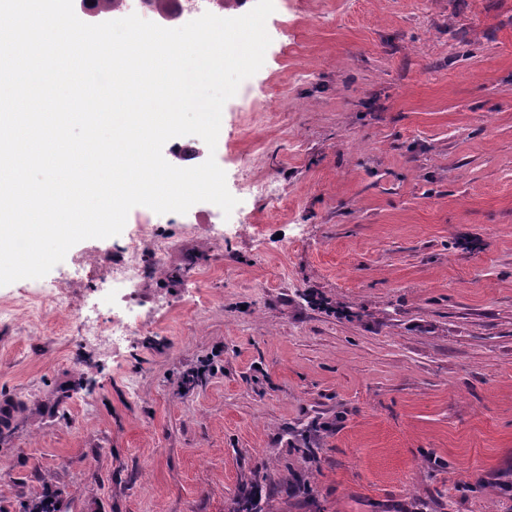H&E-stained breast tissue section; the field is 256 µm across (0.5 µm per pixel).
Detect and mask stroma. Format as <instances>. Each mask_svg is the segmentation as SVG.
Segmentation results:
<instances>
[{"mask_svg": "<svg viewBox=\"0 0 512 512\" xmlns=\"http://www.w3.org/2000/svg\"><path fill=\"white\" fill-rule=\"evenodd\" d=\"M274 4L140 334L0 318V512H512V0Z\"/></svg>", "mask_w": 512, "mask_h": 512, "instance_id": "1", "label": "stroma"}]
</instances>
